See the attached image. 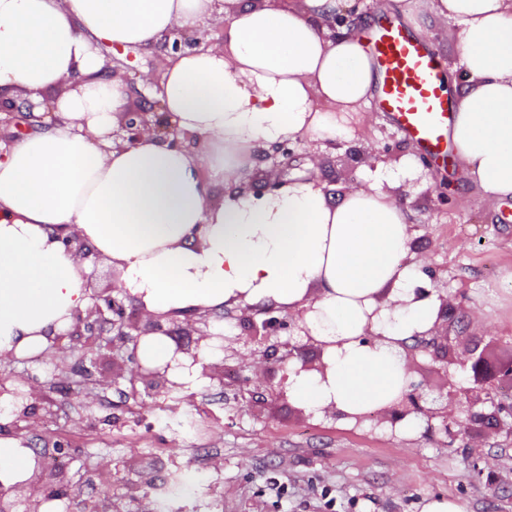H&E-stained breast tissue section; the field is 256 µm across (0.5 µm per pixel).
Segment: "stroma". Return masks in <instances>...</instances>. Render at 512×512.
Wrapping results in <instances>:
<instances>
[{
  "instance_id": "1",
  "label": "stroma",
  "mask_w": 512,
  "mask_h": 512,
  "mask_svg": "<svg viewBox=\"0 0 512 512\" xmlns=\"http://www.w3.org/2000/svg\"><path fill=\"white\" fill-rule=\"evenodd\" d=\"M359 26L375 17L404 21L441 56L455 79H462L456 26L429 20L419 9L402 17L393 0H352ZM169 48L111 51V70L130 85L124 107L155 112L156 99L137 85L141 71L160 73ZM362 139L339 138L321 146L307 140L291 159L269 153L256 158L248 187L258 190L268 176L289 184L308 174L317 161L325 192L343 196L382 166L384 189L412 213L408 259L421 264L429 283L448 297L457 313L448 326L461 345L492 347L498 358L512 357V219H502L480 201L478 190L459 167L441 170L385 121L374 107L364 112ZM418 171H408L407 159ZM241 310H234L223 333L214 319L202 322L224 358L223 381L206 380L187 392L167 383L157 390L132 391L128 377L113 378L109 357H95L93 380L70 377L60 387L55 365L42 356L0 364L11 395L29 391L37 378L52 404V416L27 433L29 446L44 457L62 440L69 478L57 498L65 512H92L110 500L116 512H158L174 473L192 466L195 489L170 503L172 512H420L426 497H451L466 512H512V435L474 424L455 442L427 431L417 417L413 433L376 413L358 423L301 409L288 392V359L281 342L304 345L307 358L319 353L295 316L279 312L285 329L265 342L251 341ZM411 375L430 408L446 380L463 383L460 366H445L417 345ZM107 380L101 388L99 380ZM141 459L151 469L147 497L129 496L137 475L128 462Z\"/></svg>"
}]
</instances>
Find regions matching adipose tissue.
Masks as SVG:
<instances>
[{
  "label": "adipose tissue",
  "instance_id": "ef3b65f1",
  "mask_svg": "<svg viewBox=\"0 0 512 512\" xmlns=\"http://www.w3.org/2000/svg\"><path fill=\"white\" fill-rule=\"evenodd\" d=\"M457 26L467 74L449 135L487 209L512 199V0H418ZM343 0H0V90L33 105L34 128L0 142V358L50 354L92 299L87 262L55 238L73 228L116 285L149 313L221 317L239 307L293 311L322 348L326 374L288 368L291 397L343 421L389 407L407 388L402 344L427 334L440 302L417 297L407 209L365 178L341 199L317 174L255 195L243 150L361 132L375 71L355 29L326 23ZM215 44L144 75L179 138H112L129 87L104 73L100 47L157 45L215 16ZM63 87L43 100L41 91ZM224 197L210 198L212 181ZM142 364L201 388L188 357L161 333ZM35 454L0 436V487L30 481Z\"/></svg>",
  "mask_w": 512,
  "mask_h": 512
}]
</instances>
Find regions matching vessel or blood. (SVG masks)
Instances as JSON below:
<instances>
[{
    "label": "vessel or blood",
    "mask_w": 512,
    "mask_h": 512,
    "mask_svg": "<svg viewBox=\"0 0 512 512\" xmlns=\"http://www.w3.org/2000/svg\"><path fill=\"white\" fill-rule=\"evenodd\" d=\"M377 73L374 102L422 155L447 164L453 109L443 84L441 59L404 27L381 16L367 33Z\"/></svg>",
    "instance_id": "b4317fda"
}]
</instances>
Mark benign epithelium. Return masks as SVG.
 <instances>
[{"label":"benign epithelium","mask_w":512,"mask_h":512,"mask_svg":"<svg viewBox=\"0 0 512 512\" xmlns=\"http://www.w3.org/2000/svg\"><path fill=\"white\" fill-rule=\"evenodd\" d=\"M122 130L125 135L122 140L132 144L146 132H155L159 136L175 145L178 142V133L169 123L158 118L150 121L143 112H123ZM66 248L75 255L86 259L89 250L81 241L79 235L72 232L63 238ZM114 289L107 287L101 291L91 294L93 304L86 311H78L74 314L72 329L68 332L70 340L82 349L93 350L96 347H106L110 350L116 347H125L127 344H137L140 337L164 331L161 317L144 312L138 306L134 307L131 313L125 312L124 304L117 297L112 295ZM441 302L437 319L429 332V338L423 343L433 349V355L440 359H446V364H455L452 356V346L448 341V316L451 315L453 307L449 304L448 298L439 297ZM117 335H112V331ZM302 347L288 345V358L299 360L300 370L317 372L321 375L326 373L327 366L322 358L312 362L301 355ZM175 353L187 355L192 363L201 364L202 374L211 379L224 380V366L214 363L200 362L198 352L192 351L181 344H176ZM127 361L135 365V377L148 387L161 384L166 381V372L158 368L142 367L137 364L136 350H131L127 355ZM470 379L479 390L480 395L477 401L490 405L491 413L468 411L467 421L472 423H483L489 419L495 424L502 425V416L512 418V403H507L500 397L498 389L502 383L512 385V360L501 362L492 357L487 350L477 351L472 348L468 356ZM28 398L30 403H24L15 412L17 420L27 422L23 427H17V433L33 429L39 424L38 418L34 417L35 402L44 399L42 385L34 382L31 386ZM424 393L422 389L408 385L407 389L394 401V403L381 411L386 419L395 423L411 413L423 412L429 418L441 419V430L449 441H454L459 434V429L464 422L456 416L454 409L446 406L439 410L425 409L422 405ZM68 484L65 472L53 473L40 472L35 480L28 483V486L18 491L27 504L28 512H36L38 499L47 497L50 492L58 487Z\"/></svg>","instance_id":"benign-epithelium-1"}]
</instances>
